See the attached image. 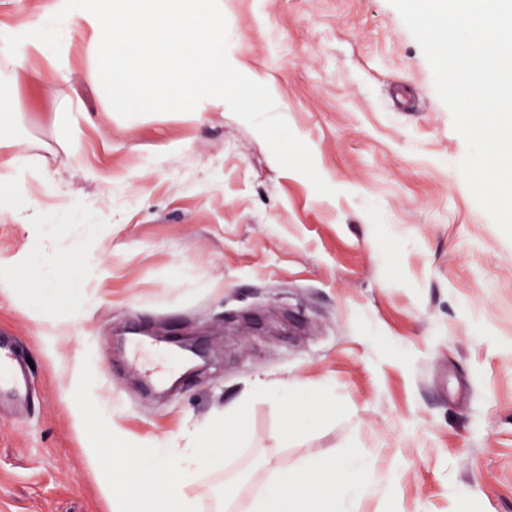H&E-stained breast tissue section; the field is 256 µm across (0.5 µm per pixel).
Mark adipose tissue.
<instances>
[{"label": "adipose tissue", "instance_id": "obj_1", "mask_svg": "<svg viewBox=\"0 0 512 512\" xmlns=\"http://www.w3.org/2000/svg\"><path fill=\"white\" fill-rule=\"evenodd\" d=\"M53 13L81 32L92 63L90 80L106 111H144L163 102L197 110L224 97V27L196 0H56ZM71 44L56 39L46 22L24 17L0 28V61L31 84L62 75ZM47 56L50 72L31 69V56ZM17 101L9 84L0 85V215L31 212L37 224H61L64 214L33 210L26 193L32 169L11 134ZM76 267L52 266L50 278L29 283L40 298L30 317L55 322L58 297L72 300V316L84 313ZM378 481L371 457L349 450L291 468L272 467L253 484L248 512H359Z\"/></svg>", "mask_w": 512, "mask_h": 512}]
</instances>
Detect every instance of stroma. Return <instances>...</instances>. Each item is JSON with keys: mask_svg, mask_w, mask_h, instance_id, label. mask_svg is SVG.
I'll use <instances>...</instances> for the list:
<instances>
[{"mask_svg": "<svg viewBox=\"0 0 512 512\" xmlns=\"http://www.w3.org/2000/svg\"><path fill=\"white\" fill-rule=\"evenodd\" d=\"M224 26L225 96L107 113L80 45L50 84L18 81L12 135L33 161L27 193L46 211L72 200L94 219L50 225L0 215V259L43 253L93 272L81 326L44 331L27 295L0 290V336L33 362L36 398L0 406V512H111L86 464L72 394H91L120 438L185 443L249 403V436L186 491L231 512L267 465L368 454L400 512H512V241L469 190L466 144L431 67L390 0H201ZM89 112L70 143L55 124ZM152 360L193 336L207 373L151 388L128 333ZM331 387L349 413L285 442L256 382Z\"/></svg>", "mask_w": 512, "mask_h": 512, "instance_id": "stroma-1", "label": "stroma"}]
</instances>
